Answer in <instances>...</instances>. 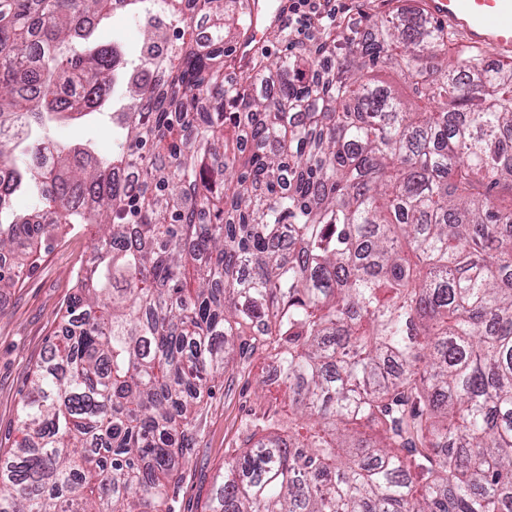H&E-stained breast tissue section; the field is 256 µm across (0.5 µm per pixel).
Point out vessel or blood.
Returning <instances> with one entry per match:
<instances>
[{
    "label": "vessel or blood",
    "instance_id": "1",
    "mask_svg": "<svg viewBox=\"0 0 512 512\" xmlns=\"http://www.w3.org/2000/svg\"><path fill=\"white\" fill-rule=\"evenodd\" d=\"M426 7L436 19L462 30L471 45L489 44L503 53L512 52V0H427ZM291 13V0H250V24L235 48L234 73L247 74Z\"/></svg>",
    "mask_w": 512,
    "mask_h": 512
}]
</instances>
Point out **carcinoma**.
<instances>
[{"instance_id": "carcinoma-1", "label": "carcinoma", "mask_w": 512, "mask_h": 512, "mask_svg": "<svg viewBox=\"0 0 512 512\" xmlns=\"http://www.w3.org/2000/svg\"><path fill=\"white\" fill-rule=\"evenodd\" d=\"M249 0H163L162 77L110 159L33 126L112 91L82 48L117 5L0 0V294L42 241L97 228L33 371L0 512H174L236 343L269 352L305 432L266 416L208 512H512V60L416 6L224 65Z\"/></svg>"}]
</instances>
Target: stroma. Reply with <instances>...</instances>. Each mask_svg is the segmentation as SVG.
Listing matches in <instances>:
<instances>
[{
    "instance_id": "35a3bbf8",
    "label": "stroma",
    "mask_w": 512,
    "mask_h": 512,
    "mask_svg": "<svg viewBox=\"0 0 512 512\" xmlns=\"http://www.w3.org/2000/svg\"><path fill=\"white\" fill-rule=\"evenodd\" d=\"M144 36L131 16L118 13L98 25L91 41L98 46L123 44L128 58L134 59ZM123 108L117 95L109 98L103 113L78 121H50L40 133L59 146L87 144L97 157L108 158L113 144L110 115ZM90 251L88 230L55 237L37 253L22 282L0 296V455L21 439L18 415L27 377L47 356L76 274ZM266 413L288 418L285 388L269 357L258 352L236 358L204 397L192 449L179 466L176 512H207L215 476L240 453L246 436L256 431V420Z\"/></svg>"
}]
</instances>
